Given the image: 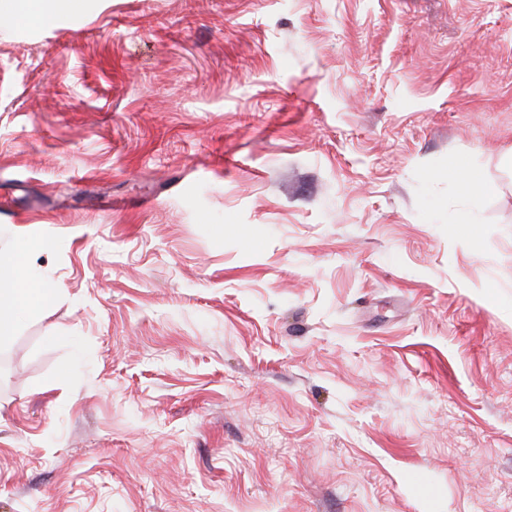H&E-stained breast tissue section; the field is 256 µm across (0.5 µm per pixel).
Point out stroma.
Returning a JSON list of instances; mask_svg holds the SVG:
<instances>
[{
    "instance_id": "35a3bbf8",
    "label": "stroma",
    "mask_w": 512,
    "mask_h": 512,
    "mask_svg": "<svg viewBox=\"0 0 512 512\" xmlns=\"http://www.w3.org/2000/svg\"><path fill=\"white\" fill-rule=\"evenodd\" d=\"M2 205L0 512H512V0L0 16ZM27 245L0 252V342L12 338L22 315L43 310L56 301L60 288L32 277L26 268Z\"/></svg>"
}]
</instances>
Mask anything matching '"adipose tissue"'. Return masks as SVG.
<instances>
[{
  "label": "adipose tissue",
  "instance_id": "obj_1",
  "mask_svg": "<svg viewBox=\"0 0 512 512\" xmlns=\"http://www.w3.org/2000/svg\"><path fill=\"white\" fill-rule=\"evenodd\" d=\"M26 244L0 252V342L15 334L22 315L50 307L60 290L32 277L26 268Z\"/></svg>",
  "mask_w": 512,
  "mask_h": 512
}]
</instances>
